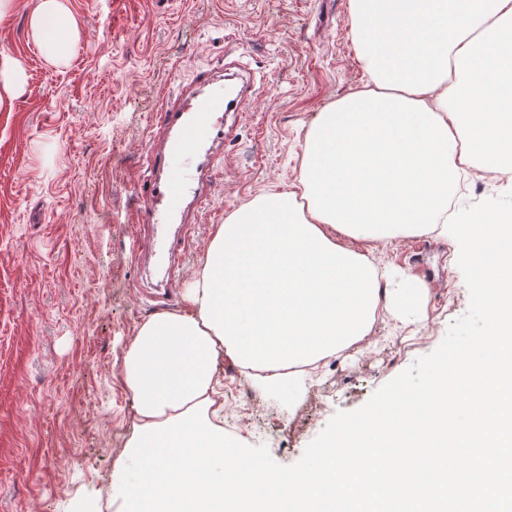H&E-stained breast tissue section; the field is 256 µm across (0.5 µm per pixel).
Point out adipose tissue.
<instances>
[{"label":"adipose tissue","mask_w":512,"mask_h":512,"mask_svg":"<svg viewBox=\"0 0 512 512\" xmlns=\"http://www.w3.org/2000/svg\"><path fill=\"white\" fill-rule=\"evenodd\" d=\"M350 14L369 85L318 113L298 191L219 225L187 310L138 329L120 368L137 426L206 399L223 426L220 358L292 397L299 366L369 336L377 308L424 317V282L378 269L358 244L447 234L460 167L512 173V0H350ZM29 31L56 66L80 36L66 0H37Z\"/></svg>","instance_id":"adipose-tissue-1"}]
</instances>
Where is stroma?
<instances>
[{"label": "stroma", "mask_w": 512, "mask_h": 512, "mask_svg": "<svg viewBox=\"0 0 512 512\" xmlns=\"http://www.w3.org/2000/svg\"><path fill=\"white\" fill-rule=\"evenodd\" d=\"M80 37L68 64L45 62L27 31L35 0L0 17V55L27 83L0 111V512H120L110 495L133 432L119 367L138 328L185 292L213 233L255 197L294 190L309 126L365 86L349 0H69ZM232 62L248 81L225 114L219 177L191 214L169 304L161 271L135 257L134 187L163 101L199 71ZM454 204L512 191V176L472 172ZM457 240L428 234L378 245L381 267L428 288L426 317L400 328L379 309L370 340L330 359L288 400L219 363L224 419L278 464L297 462L339 411L434 351L469 307Z\"/></svg>", "instance_id": "obj_1"}]
</instances>
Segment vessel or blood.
Instances as JSON below:
<instances>
[{
  "label": "vessel or blood",
  "instance_id": "1",
  "mask_svg": "<svg viewBox=\"0 0 512 512\" xmlns=\"http://www.w3.org/2000/svg\"><path fill=\"white\" fill-rule=\"evenodd\" d=\"M217 75L205 70L197 76V89L177 100L164 103L161 109L163 138L149 147V174L140 185L134 216L138 223L153 225L156 237L151 244L154 256L164 265L166 274H173L176 266V243L167 237L168 219L173 199L185 196L203 203L217 167L211 159H204L194 181L174 171L168 160L174 155L197 151L201 138L220 143L224 140V92L216 88Z\"/></svg>",
  "mask_w": 512,
  "mask_h": 512
}]
</instances>
